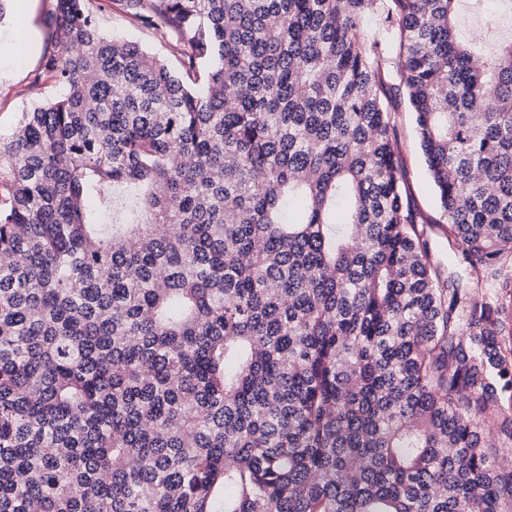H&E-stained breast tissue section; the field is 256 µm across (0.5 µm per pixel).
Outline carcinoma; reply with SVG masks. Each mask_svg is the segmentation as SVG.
<instances>
[{"instance_id":"cac0c4a2","label":"carcinoma","mask_w":512,"mask_h":512,"mask_svg":"<svg viewBox=\"0 0 512 512\" xmlns=\"http://www.w3.org/2000/svg\"><path fill=\"white\" fill-rule=\"evenodd\" d=\"M462 2L51 0L61 92L0 138V512H512V36ZM101 31L108 35L139 42L143 48L158 57H166L167 50L158 40L143 32L119 12H108L100 20ZM396 109L395 119L399 133L401 170L405 189L417 212L419 227L423 225L427 229L431 250L448 264L447 224L440 217L436 192L430 181L425 158L419 147L414 115L410 112L403 97L397 99ZM430 221L433 223L426 224Z\"/></svg>"}]
</instances>
